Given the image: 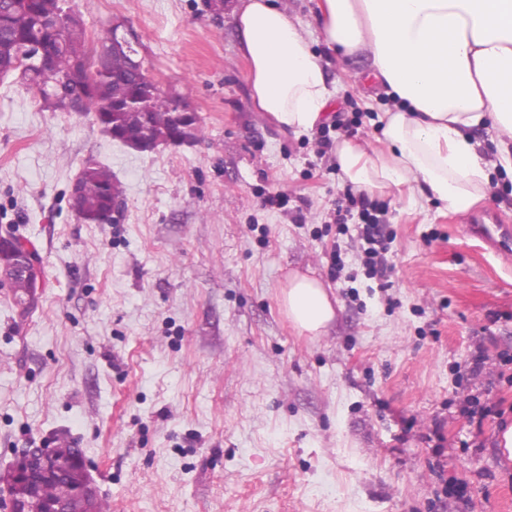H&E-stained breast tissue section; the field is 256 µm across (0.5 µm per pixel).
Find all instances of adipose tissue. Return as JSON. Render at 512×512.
I'll return each mask as SVG.
<instances>
[{
    "label": "adipose tissue",
    "mask_w": 512,
    "mask_h": 512,
    "mask_svg": "<svg viewBox=\"0 0 512 512\" xmlns=\"http://www.w3.org/2000/svg\"><path fill=\"white\" fill-rule=\"evenodd\" d=\"M303 31L277 0H241L235 25L256 109L295 135L327 119L337 93L314 42L360 57L367 99L384 94L385 148L336 143V163L354 189L401 188L409 206L425 198L448 212L483 201L498 172L512 174V0H315ZM281 305L294 328L318 336L336 317L322 281L289 273Z\"/></svg>",
    "instance_id": "1"
}]
</instances>
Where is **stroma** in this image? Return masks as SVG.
Listing matches in <instances>:
<instances>
[{
	"mask_svg": "<svg viewBox=\"0 0 512 512\" xmlns=\"http://www.w3.org/2000/svg\"><path fill=\"white\" fill-rule=\"evenodd\" d=\"M69 5L91 36L126 22L204 136L137 152L0 82V237L30 240L41 272L27 308L0 286V470L60 438L111 512H512V246L470 230H512V178L463 217L406 209L395 187L354 193L336 140L375 142L390 104L366 105L359 63L315 45L337 99L297 137L255 110L237 0ZM89 158L124 187L115 223L70 207ZM365 211L386 226L380 279ZM294 270L332 287L323 335L280 306Z\"/></svg>",
	"mask_w": 512,
	"mask_h": 512,
	"instance_id": "obj_1",
	"label": "stroma"
}]
</instances>
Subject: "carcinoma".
<instances>
[{
  "mask_svg": "<svg viewBox=\"0 0 512 512\" xmlns=\"http://www.w3.org/2000/svg\"><path fill=\"white\" fill-rule=\"evenodd\" d=\"M64 11V0H0V66L14 65L23 49L30 46H52L49 70L26 69L21 75L41 109L72 112L79 100L81 111L93 114L102 133L127 146L140 139L143 123L141 113L125 110V104L131 98L142 97L147 101L152 132L167 138L173 132L174 101L147 90L145 79L132 69L131 56L123 49L112 48V26L98 32L97 48L92 52L79 17L72 18L65 29H58L57 22ZM77 62L83 64L88 75L81 90L59 87L57 78L67 74ZM78 186L81 216L85 219L124 193L112 170L97 161L81 168ZM12 259L10 250L0 244V273L9 281L14 297L21 299L33 294L34 280L10 275ZM54 453L57 464L67 468L66 477L39 482L5 481L10 508L44 512L48 504L63 498L67 512H110L108 503L97 493L90 497L67 493L68 484L81 476L80 471L68 468L71 458L81 456L79 449L62 443Z\"/></svg>",
  "mask_w": 512,
  "mask_h": 512,
  "instance_id": "1",
  "label": "carcinoma"
}]
</instances>
